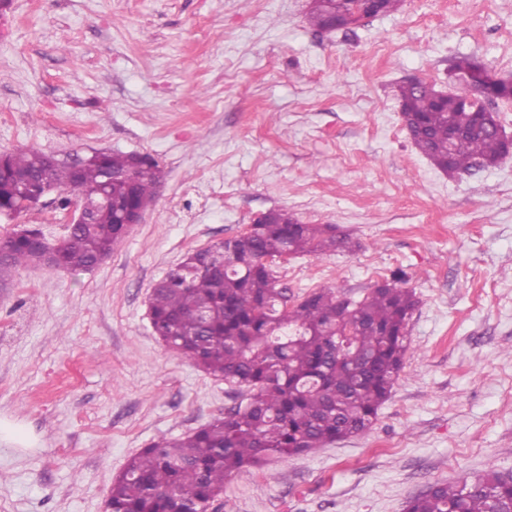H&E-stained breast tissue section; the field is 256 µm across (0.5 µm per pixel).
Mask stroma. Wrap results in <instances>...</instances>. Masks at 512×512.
<instances>
[{
    "label": "stroma",
    "mask_w": 512,
    "mask_h": 512,
    "mask_svg": "<svg viewBox=\"0 0 512 512\" xmlns=\"http://www.w3.org/2000/svg\"><path fill=\"white\" fill-rule=\"evenodd\" d=\"M310 0H9L0 152L153 156L141 223L92 270L0 288V512H105L127 460L238 398L169 353L154 284L277 208L353 246L278 264L301 296H362L397 271L418 306L405 368L364 435L229 476L219 512H406L434 483L512 477V159L448 176L395 87H447L470 55L512 78V0H406L316 33Z\"/></svg>",
    "instance_id": "obj_1"
}]
</instances>
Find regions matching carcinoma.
<instances>
[{"instance_id": "obj_1", "label": "carcinoma", "mask_w": 512, "mask_h": 512, "mask_svg": "<svg viewBox=\"0 0 512 512\" xmlns=\"http://www.w3.org/2000/svg\"><path fill=\"white\" fill-rule=\"evenodd\" d=\"M370 17L361 0H312L316 31L350 32ZM462 56L461 78L447 95L436 84L398 85L409 138L445 173L498 165L504 156L493 100L512 102L490 68ZM47 153H0V207L26 208L21 187L47 177L65 210L76 188L104 187L112 207L55 243L37 225L0 237V279L47 255L62 271L94 268L123 242L130 225L118 216L150 206L164 178L148 154L104 153L75 170L43 168ZM346 244L334 224H301L272 209L248 233L187 253L159 284L150 305L167 350L238 391L240 402L195 431L153 441L113 481L105 512H208L224 480L269 455L290 456L368 433L404 369L408 324L417 307L402 276L355 299L329 287L298 300L278 286L272 262L282 255L334 252ZM512 505V478L489 470L471 480L436 483L412 497L406 512H494Z\"/></svg>"}]
</instances>
